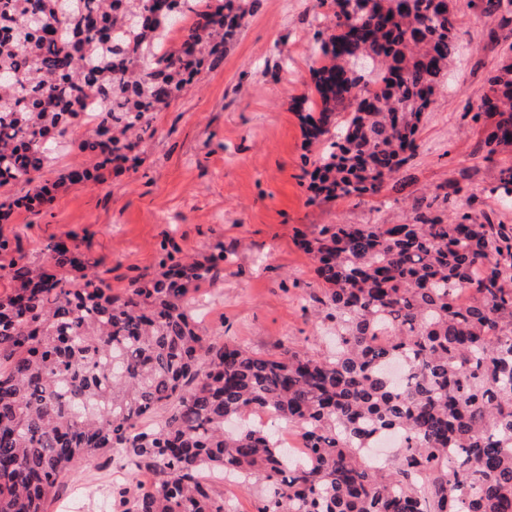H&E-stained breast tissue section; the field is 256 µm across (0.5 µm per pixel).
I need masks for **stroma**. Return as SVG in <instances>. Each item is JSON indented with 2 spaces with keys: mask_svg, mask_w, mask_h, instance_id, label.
I'll return each mask as SVG.
<instances>
[{
  "mask_svg": "<svg viewBox=\"0 0 512 512\" xmlns=\"http://www.w3.org/2000/svg\"><path fill=\"white\" fill-rule=\"evenodd\" d=\"M452 5L461 55L425 114L402 191L312 202L300 101L314 89L311 37L325 19L315 0H261L223 62L153 113L136 166L97 171L44 205L14 209L0 231L20 230V250L35 262L48 240L75 234L116 288L153 273L162 248L198 257L223 246V278L192 294L202 326L261 353L326 350L330 332L306 310L318 281L303 236L324 224L407 223L414 198L475 164V206L495 204L488 190L498 170L473 155L486 130L472 119L473 102L512 54V25L485 19L479 0ZM118 469L101 456L78 464L48 512H114Z\"/></svg>",
  "mask_w": 512,
  "mask_h": 512,
  "instance_id": "1",
  "label": "stroma"
}]
</instances>
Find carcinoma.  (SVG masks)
Here are the masks:
<instances>
[{"label":"carcinoma","mask_w":512,"mask_h":512,"mask_svg":"<svg viewBox=\"0 0 512 512\" xmlns=\"http://www.w3.org/2000/svg\"><path fill=\"white\" fill-rule=\"evenodd\" d=\"M317 98L301 116L321 149L311 201L376 195L415 156L448 62L460 55L450 0H317ZM509 23L512 0H481ZM241 0H0V188L32 184L100 99L78 142L94 170L135 165L150 117L241 37ZM176 47L161 49L174 28ZM490 120L474 155L498 167L489 193L512 201V62L477 95ZM479 173L412 204L407 224H324L303 249L331 353L264 355L201 330L190 292L224 275L167 249L151 278L115 291L71 235L35 264L1 265L0 512H45L65 476L100 454L154 480L119 492L123 512H230L210 477L264 486L258 512H512V224L493 210L448 217ZM0 200V220L67 181ZM163 412L159 423L155 414ZM246 412L291 426L226 424ZM399 454H365L385 436Z\"/></svg>","instance_id":"cac0c4a2"}]
</instances>
